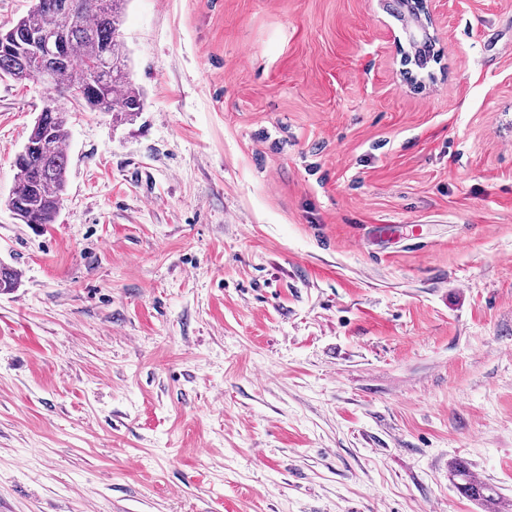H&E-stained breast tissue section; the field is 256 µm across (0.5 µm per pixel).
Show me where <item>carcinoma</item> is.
Listing matches in <instances>:
<instances>
[{
	"label": "carcinoma",
	"instance_id": "obj_1",
	"mask_svg": "<svg viewBox=\"0 0 512 512\" xmlns=\"http://www.w3.org/2000/svg\"><path fill=\"white\" fill-rule=\"evenodd\" d=\"M126 0H35L33 7L7 28L0 27V75L15 81L46 69V84L61 96L84 87L82 109L132 117L143 100L129 78L128 57L120 33ZM47 35L57 53L47 59L33 40ZM69 112L51 101L37 116L27 142L17 154L16 188L7 207L23 224H53L67 188L70 163ZM456 487L466 497L484 502L495 490L476 480L461 463L452 467Z\"/></svg>",
	"mask_w": 512,
	"mask_h": 512
}]
</instances>
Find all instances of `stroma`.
Returning a JSON list of instances; mask_svg holds the SVG:
<instances>
[{
  "label": "stroma",
  "mask_w": 512,
  "mask_h": 512,
  "mask_svg": "<svg viewBox=\"0 0 512 512\" xmlns=\"http://www.w3.org/2000/svg\"><path fill=\"white\" fill-rule=\"evenodd\" d=\"M428 8L127 0L43 226L0 79V512H512V0ZM402 5H403L404 17L406 14H409L412 17H414V19L418 23L419 27L426 34H428L431 37V40L429 42H427L428 43L427 45L432 50V47L434 46V44L436 42V36L434 33L430 32L429 24L431 25V19L428 16V11L426 12L427 8L425 6V2L423 0H416V1L405 0L402 2ZM422 14H423L424 18L422 17ZM452 475L454 480L459 481L455 484L458 490L474 501H488L495 494V490L492 487L477 481L462 463H456L452 467Z\"/></svg>",
  "instance_id": "1"
}]
</instances>
